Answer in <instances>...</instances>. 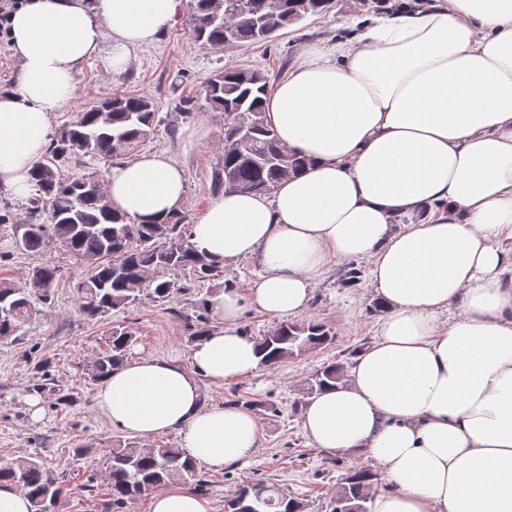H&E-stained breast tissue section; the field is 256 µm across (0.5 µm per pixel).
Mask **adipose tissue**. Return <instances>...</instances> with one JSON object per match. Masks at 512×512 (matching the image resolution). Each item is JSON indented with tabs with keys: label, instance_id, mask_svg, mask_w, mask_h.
Returning <instances> with one entry per match:
<instances>
[{
	"label": "adipose tissue",
	"instance_id": "obj_1",
	"mask_svg": "<svg viewBox=\"0 0 512 512\" xmlns=\"http://www.w3.org/2000/svg\"><path fill=\"white\" fill-rule=\"evenodd\" d=\"M178 0H25L11 18L19 62L0 92V193L24 199L92 59L122 73ZM266 119L304 167L271 193L224 192L196 219L195 248L217 264L257 257L247 294L207 298L217 321L192 371L151 356L106 378L96 404L144 439L176 431L196 464L237 462L263 440L249 410L204 406L197 376L256 372L245 306L303 314L330 263L366 258L380 306L349 375L307 404L316 446L365 454L386 490L370 512H512V0H406L350 41L302 43L269 88ZM112 203L160 224L185 174L151 152L112 171ZM412 222L396 229V217Z\"/></svg>",
	"mask_w": 512,
	"mask_h": 512
}]
</instances>
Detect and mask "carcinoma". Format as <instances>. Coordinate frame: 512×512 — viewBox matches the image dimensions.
I'll use <instances>...</instances> for the list:
<instances>
[{
  "label": "carcinoma",
  "mask_w": 512,
  "mask_h": 512,
  "mask_svg": "<svg viewBox=\"0 0 512 512\" xmlns=\"http://www.w3.org/2000/svg\"><path fill=\"white\" fill-rule=\"evenodd\" d=\"M336 0H190L189 32L208 49L268 41L283 28L309 15L327 13ZM270 77L261 69L233 68L217 71L204 83V101L224 113L223 153L214 170L213 186L241 193H267L302 167L288 154L267 123L263 95ZM110 107L98 112L89 107L59 129L43 158L32 171L34 186L31 214L46 221H31L15 236V246L35 260L30 288L0 287V340L17 335L39 312L38 305L51 300L58 266L44 260L46 252L61 255L86 268L76 284L78 312L87 317L123 310L146 294L164 301L176 291V283L160 280L167 269H190L200 281L214 276L219 265L199 253L188 232V217L179 211L166 224H134L112 205L99 176L78 172L67 179L60 167L69 163L85 167L87 161L107 166L132 157L154 134L157 107L145 95L115 94ZM206 302L185 319L190 337L207 332ZM336 339L325 325L315 321L282 323L257 340L262 364L275 366L301 351L329 345ZM136 343L133 332L112 327L108 348L92 365L90 379L104 380L127 359ZM342 367L332 363L318 370L303 389L304 399L342 380ZM104 481L108 499L102 512H123L128 503L149 494L178 477L206 487L196 463L174 446L136 448L121 443L106 450ZM19 486L29 498L31 512H61L66 488L36 457L0 468V481ZM377 475L355 468L342 478L332 512H369ZM304 503L264 483L244 484L224 499V512H304Z\"/></svg>",
  "instance_id": "cac0c4a2"
}]
</instances>
